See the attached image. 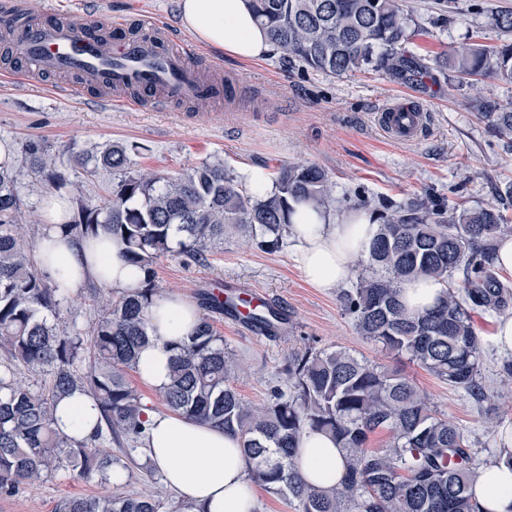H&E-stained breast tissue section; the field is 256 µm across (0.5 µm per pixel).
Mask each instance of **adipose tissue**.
Returning a JSON list of instances; mask_svg holds the SVG:
<instances>
[{"instance_id": "ef3b65f1", "label": "adipose tissue", "mask_w": 512, "mask_h": 512, "mask_svg": "<svg viewBox=\"0 0 512 512\" xmlns=\"http://www.w3.org/2000/svg\"><path fill=\"white\" fill-rule=\"evenodd\" d=\"M182 28L196 41L241 60L267 57L273 50L267 32L246 0H179ZM68 198L49 196L43 206V232L35 244L39 267L63 278L70 295L88 282L119 292L139 288L142 273L121 255L122 243L107 233L75 240L61 233L68 219ZM295 261L308 284L321 291L344 285L355 258L365 251L377 222L366 212L333 214L300 203L290 215ZM195 305L179 294L156 299L148 309L150 340L139 351L140 380L160 391L167 386L169 342L190 336L197 323ZM56 428L78 439L90 437L100 422L95 402L81 391L61 397L53 412ZM148 455L167 485L192 502L197 512H252L256 498L249 464L239 438L222 429L171 412H146ZM294 463L313 485L330 489L346 474V452L328 436L305 433ZM479 512H512V466L497 461L478 470L471 482Z\"/></svg>"}]
</instances>
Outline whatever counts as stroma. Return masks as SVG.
<instances>
[{
  "instance_id": "stroma-1",
  "label": "stroma",
  "mask_w": 512,
  "mask_h": 512,
  "mask_svg": "<svg viewBox=\"0 0 512 512\" xmlns=\"http://www.w3.org/2000/svg\"><path fill=\"white\" fill-rule=\"evenodd\" d=\"M94 5L102 13L126 16L132 27L145 12L170 27L179 25L177 0H94ZM404 5L417 27L407 49L428 65L436 57L448 56L461 42H500L503 35L492 26L490 13L512 10V0H457L453 13L448 0H405ZM200 52L208 59L219 57L205 46ZM222 60L225 78L238 77L245 83L238 99L228 106L213 100L179 104L166 112L107 109L89 95L81 101L63 98L45 84L10 81V74L24 70L23 60L0 61V142L15 148V190L28 243H35L41 233L46 196L64 195L72 203L91 206L107 201L111 172L87 173L74 155L114 142L127 146L130 167L138 173L173 174L205 162L222 163L235 175L246 165L270 175L283 164L316 165L334 184L337 213L358 210L363 201L374 208L425 195L450 206L483 205L512 182V137L494 133L472 105L477 98L512 101V83L483 78L461 85L445 67L409 82L372 70L334 77L303 69L277 52L262 60ZM395 98L408 99L430 113V127L420 141L397 144L378 129L376 112ZM31 141L38 146L37 155L52 159L62 177L59 186L49 185L33 166V156L24 150ZM153 269L157 288L193 302L210 282L232 280L287 305L291 321L275 341L251 335L223 316L213 318L215 329L241 363L234 385L243 400L263 404L272 387L284 385L279 368L291 350L308 343L344 349L413 380L434 408L464 432L477 466L501 455L500 429L512 425V380L502 377L505 355L493 340L498 313L473 316L484 347L482 383L488 395L480 402L360 336L342 310L338 292L312 288L289 248L260 250L248 233L229 227L223 248L208 253L205 260L174 253L158 258ZM104 293L95 284L84 288L61 313L60 328L89 336L102 312ZM110 449L126 458L123 484L84 479L66 465L41 481L21 485L14 495H0V512H55L64 498L113 491L163 494L167 512H173L180 497L149 461L144 442L124 439L111 443Z\"/></svg>"
}]
</instances>
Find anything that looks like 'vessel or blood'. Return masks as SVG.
Returning <instances> with one entry per match:
<instances>
[{
	"label": "vessel or blood",
	"mask_w": 512,
	"mask_h": 512,
	"mask_svg": "<svg viewBox=\"0 0 512 512\" xmlns=\"http://www.w3.org/2000/svg\"><path fill=\"white\" fill-rule=\"evenodd\" d=\"M84 22H33L24 15L17 0L0 6V34L15 55L27 63L26 76L39 78L53 74L60 78L57 89L64 97H79L86 89L99 90V102L110 107H128L147 112L160 111L167 104L189 103L225 89V101L234 100L240 82H225L222 61L199 64L196 46L174 38L160 19L147 16L138 35L124 32L121 20L99 18L96 11L83 12ZM379 127L397 143L418 141L429 120V113L392 101L376 114ZM214 299L243 298L236 325L244 315L259 307L263 294L250 286L222 285L210 289Z\"/></svg>",
	"instance_id": "b4317fda"
}]
</instances>
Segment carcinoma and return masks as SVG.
I'll return each instance as SVG.
<instances>
[{
	"instance_id": "1",
	"label": "carcinoma",
	"mask_w": 512,
	"mask_h": 512,
	"mask_svg": "<svg viewBox=\"0 0 512 512\" xmlns=\"http://www.w3.org/2000/svg\"><path fill=\"white\" fill-rule=\"evenodd\" d=\"M283 58L330 76L375 68L405 79L414 62L405 54L408 15L402 0H248ZM448 64L460 80L491 77L512 83V42H463ZM482 116L501 135L512 134V101L482 102ZM88 172L112 171L110 198L98 207L78 205L61 224L77 239L108 233L125 244V261L145 273L131 295L103 297L104 314L90 341L60 329L69 303L62 279L35 266L17 222L13 172L0 167V494L42 479L65 462L81 475L111 479L122 460L103 448L105 438L145 437L139 396L127 381L140 348L149 341L147 309L160 297L151 265L176 251L199 260L224 245V228L245 227L258 247L277 250L288 240L292 204L320 208L333 202L332 183L315 165L278 168L276 192L263 200L249 194L224 165L204 163L175 176L128 172V149L113 144L96 154L78 153ZM512 183L494 204L445 209L429 199H408L372 212L378 230L365 257L369 274L339 296L359 334L386 352L415 363L448 385L478 399L482 386V343L472 313L496 312L512 303V286L494 266L499 237L512 235ZM463 271L437 306L407 312L400 292L418 277L448 281ZM193 335L170 344L171 382L159 393L172 412L209 423L241 440L251 476L265 491L295 503L297 512H476L472 499V454L464 433L437 412L410 379L359 359L346 350H293L281 367L286 388L254 406L233 386L235 354L224 349L211 314L224 305L203 297ZM250 319L277 339L282 315L268 304ZM88 362L85 369L79 365ZM53 374L44 393L18 380L13 364ZM80 390L100 410L106 429L88 441L59 433L53 403ZM321 431L346 451L340 486L323 490L308 483L293 458L301 435ZM389 432L390 441L367 448L369 435ZM163 497L116 493L61 500L56 512H161Z\"/></svg>"
}]
</instances>
